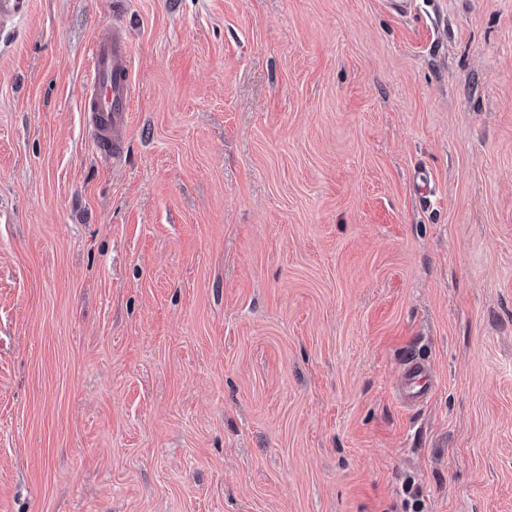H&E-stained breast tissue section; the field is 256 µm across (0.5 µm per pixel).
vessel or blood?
I'll return each mask as SVG.
<instances>
[{
  "instance_id": "b4317fda",
  "label": "vessel or blood",
  "mask_w": 512,
  "mask_h": 512,
  "mask_svg": "<svg viewBox=\"0 0 512 512\" xmlns=\"http://www.w3.org/2000/svg\"><path fill=\"white\" fill-rule=\"evenodd\" d=\"M30 0H0V25L24 19ZM87 97L83 121L93 137L100 156L119 164L124 154L131 110V49L121 33L99 39L90 47ZM430 369L422 359L410 355L402 365L399 396L409 407L425 404L431 397Z\"/></svg>"
}]
</instances>
